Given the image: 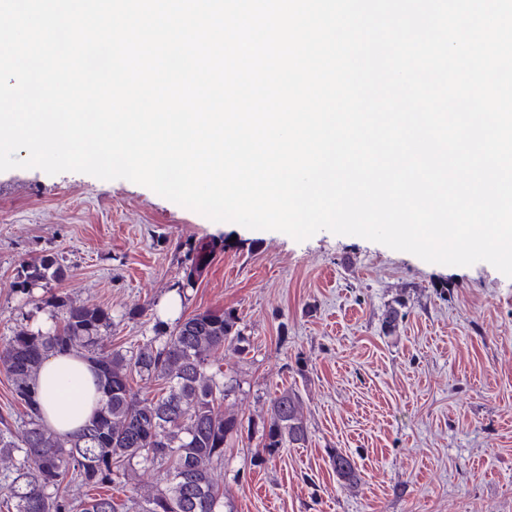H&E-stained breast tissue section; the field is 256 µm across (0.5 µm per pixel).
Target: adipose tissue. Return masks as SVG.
Masks as SVG:
<instances>
[{
	"label": "adipose tissue",
	"instance_id": "ef3b65f1",
	"mask_svg": "<svg viewBox=\"0 0 512 512\" xmlns=\"http://www.w3.org/2000/svg\"><path fill=\"white\" fill-rule=\"evenodd\" d=\"M42 420L58 434H75L98 407L93 372L81 354L50 355L36 381Z\"/></svg>",
	"mask_w": 512,
	"mask_h": 512
}]
</instances>
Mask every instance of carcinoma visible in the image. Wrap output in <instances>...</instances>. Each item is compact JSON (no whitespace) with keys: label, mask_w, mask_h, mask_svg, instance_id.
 <instances>
[{"label":"carcinoma","mask_w":512,"mask_h":512,"mask_svg":"<svg viewBox=\"0 0 512 512\" xmlns=\"http://www.w3.org/2000/svg\"><path fill=\"white\" fill-rule=\"evenodd\" d=\"M227 241L188 248L183 276L175 283L179 295L195 287L203 269ZM65 270L46 253L21 267L17 291L29 295L36 287L58 282ZM41 303L63 324L51 331L22 327L0 343V368L25 409L20 422L0 415V458L12 468L0 478V508L7 512H119L108 494L89 495L87 488L128 479L139 465L163 472L165 485L134 502L131 512H219L224 505L214 468L224 464V448L252 430L223 410L225 400L240 388L237 378L214 366L212 357L233 345L249 349L241 318L233 310L203 311L179 317L169 325L157 322L155 336L127 355L107 350L101 333L112 326L104 308L71 303L53 294ZM76 351L92 365L102 404L82 430L63 437L38 414L35 380L51 353ZM138 375L160 383L157 395L141 396L132 386ZM268 456L308 440L300 396L284 390L270 400L267 418L254 429ZM336 476L357 480L354 461L341 452L332 456Z\"/></svg>","instance_id":"obj_1"}]
</instances>
